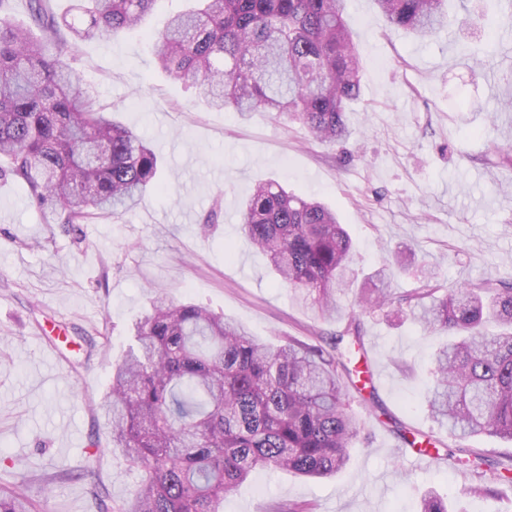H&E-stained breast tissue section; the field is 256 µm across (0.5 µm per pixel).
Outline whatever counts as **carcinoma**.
Listing matches in <instances>:
<instances>
[{
    "mask_svg": "<svg viewBox=\"0 0 512 512\" xmlns=\"http://www.w3.org/2000/svg\"><path fill=\"white\" fill-rule=\"evenodd\" d=\"M156 2L83 0L70 21L50 0H29L38 36L0 15V155L10 161L0 179L23 181L33 204L68 231L92 215L129 211L150 190L165 192L154 150L96 104L69 62L72 46L118 38ZM192 2L151 36L169 76L216 109L270 112L326 143L350 135L346 112L360 96L362 63L346 0ZM446 3L375 0L391 25L420 38L448 30ZM241 228L299 303L342 320L336 293L355 270L334 210L261 180L243 204ZM390 281L388 267L377 269L324 347L293 338L271 346L204 305L155 296L112 370L111 445L140 474L133 496L112 512H223L224 495L258 468L339 473L363 432L348 384L368 374L354 354L364 347L362 317L376 308L408 313L428 333H452L434 354V418L462 438L512 441V280L450 287L429 269L405 292ZM0 512H34V503L0 492ZM420 512H448V500L429 489Z\"/></svg>",
    "mask_w": 512,
    "mask_h": 512,
    "instance_id": "carcinoma-1",
    "label": "carcinoma"
}]
</instances>
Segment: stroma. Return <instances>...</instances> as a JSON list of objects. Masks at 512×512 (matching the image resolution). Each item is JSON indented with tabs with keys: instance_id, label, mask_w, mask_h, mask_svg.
I'll return each mask as SVG.
<instances>
[{
	"instance_id": "stroma-1",
	"label": "stroma",
	"mask_w": 512,
	"mask_h": 512,
	"mask_svg": "<svg viewBox=\"0 0 512 512\" xmlns=\"http://www.w3.org/2000/svg\"><path fill=\"white\" fill-rule=\"evenodd\" d=\"M187 5L159 0L144 28L82 41L71 58L97 104L151 144L164 193L68 234L31 205L23 182L0 179V489L25 493L38 512H95L93 490L119 502L135 489L136 472L108 443L103 406L152 291L209 306L275 345L339 330L296 303L242 234L240 205L258 181L335 208L358 275L401 255L409 271L395 278L398 290L414 288L415 269L428 262L452 284L512 275V111L499 109L512 95V28L497 0H448L449 15L470 11L475 29L425 41L393 30L374 0H348L362 86L347 114L352 135L336 145L269 112L211 108L167 78L146 36ZM363 331L377 402L432 436L440 454H480L479 471L401 454L400 438L355 392L364 438L340 473L254 471L225 496L224 512H267L276 502L417 512L431 487L451 512H512V482L493 480L512 470V442L458 439L429 413L437 338L381 311ZM480 480L491 494L472 493Z\"/></svg>"
}]
</instances>
